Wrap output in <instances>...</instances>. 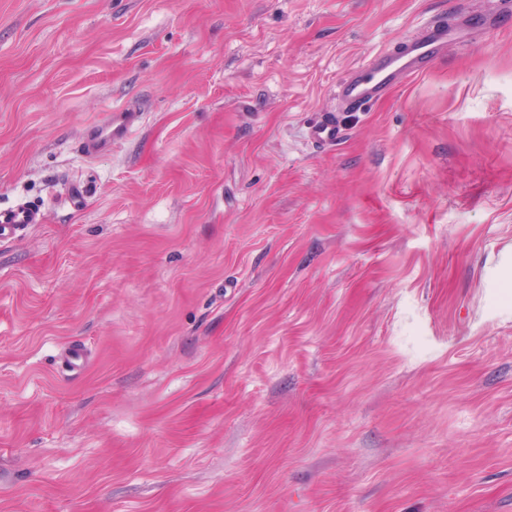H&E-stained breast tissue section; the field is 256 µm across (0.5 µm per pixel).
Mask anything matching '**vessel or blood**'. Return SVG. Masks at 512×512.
Here are the masks:
<instances>
[{
    "mask_svg": "<svg viewBox=\"0 0 512 512\" xmlns=\"http://www.w3.org/2000/svg\"><path fill=\"white\" fill-rule=\"evenodd\" d=\"M466 26V19L461 16L449 26H430L400 50L379 53L365 72L351 73L339 83L336 98L340 106L344 110L356 112L379 101L401 80L422 73L447 44L449 38L464 31ZM131 124V114L113 113L107 124L89 131L80 147L87 154H95L110 145L112 140L120 138ZM38 221L37 214L23 206L1 211L0 238L14 235L22 226Z\"/></svg>",
    "mask_w": 512,
    "mask_h": 512,
    "instance_id": "vessel-or-blood-1",
    "label": "vessel or blood"
}]
</instances>
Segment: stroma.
<instances>
[{"label":"stroma","mask_w":512,"mask_h":512,"mask_svg":"<svg viewBox=\"0 0 512 512\" xmlns=\"http://www.w3.org/2000/svg\"><path fill=\"white\" fill-rule=\"evenodd\" d=\"M20 204L0 512H512V0H0ZM466 26L464 16L449 27L448 23L433 24L400 50L379 53L365 72L354 71L339 83L336 99L340 106L356 112L379 101L401 80L422 73L448 43V38L459 37L456 32L464 31ZM131 124V114L128 112H114L107 124L100 128L94 127L89 131L84 141L79 144V148L88 155H93L112 144L113 139L120 138Z\"/></svg>","instance_id":"stroma-1"}]
</instances>
